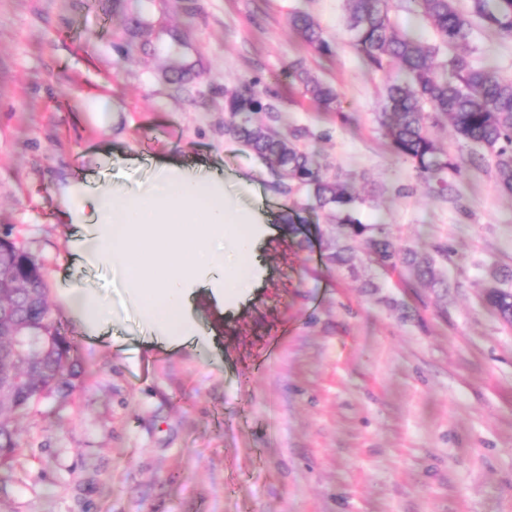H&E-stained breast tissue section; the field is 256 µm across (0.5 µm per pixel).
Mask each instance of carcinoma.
Returning a JSON list of instances; mask_svg holds the SVG:
<instances>
[{
    "mask_svg": "<svg viewBox=\"0 0 512 512\" xmlns=\"http://www.w3.org/2000/svg\"><path fill=\"white\" fill-rule=\"evenodd\" d=\"M345 4L354 51L369 70L388 76L380 125L392 152L410 162L417 178L432 192L448 198L453 186L444 175H460L465 166L464 158L443 151L435 138V130L450 122L457 136L471 147L470 161L490 159L498 186L512 194V77L505 78L495 67L472 60L479 51L472 40L474 23L512 38V0H471L467 13L458 10L455 0H407L405 9L421 15L433 29V43L398 30L391 0H345ZM289 21L300 39L318 54L329 57L335 53L308 12L296 10ZM284 74L325 110L336 113L343 122L351 121L332 87L295 65L288 66ZM224 103V134L270 167L278 177L277 192L289 197L307 189V203L294 205L282 217L290 231L300 232L307 223L304 214L321 212L348 240L326 255L328 262L354 268L357 255L349 242L362 240L371 262L385 270L403 266L418 282L448 292V278L436 267L435 256L399 246L390 239L385 225L364 224L356 217L357 208L370 201L351 191L356 175L341 168L329 177L322 175L316 155L306 145L313 133L306 127L291 126L288 135H283L279 131L282 114L257 83L224 89ZM6 259L0 309L12 312L15 323L40 328L48 336L43 348L31 354L42 370L18 391L0 399L14 412L25 414L41 397L64 395L75 387L78 371L66 367L65 360L77 346L51 318L48 306L34 307L27 302L33 291L47 297L42 267L16 244ZM492 276L495 285L485 294L486 304L512 325V270H496ZM13 340L0 335L1 371L13 368ZM18 451L15 430L0 420V468L12 467Z\"/></svg>",
    "mask_w": 512,
    "mask_h": 512,
    "instance_id": "obj_1",
    "label": "carcinoma"
}]
</instances>
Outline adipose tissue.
Returning <instances> with one entry per match:
<instances>
[{
	"instance_id": "adipose-tissue-1",
	"label": "adipose tissue",
	"mask_w": 512,
	"mask_h": 512,
	"mask_svg": "<svg viewBox=\"0 0 512 512\" xmlns=\"http://www.w3.org/2000/svg\"><path fill=\"white\" fill-rule=\"evenodd\" d=\"M61 205L63 221L78 229L72 251L121 268L131 301L168 347L201 336L193 316L199 301L238 300L258 277L268 229L256 211L225 195L220 175L168 167L156 184L137 190L80 182L66 188ZM90 214L96 223H87ZM62 295L85 332L102 330L110 316L105 297L76 286Z\"/></svg>"
}]
</instances>
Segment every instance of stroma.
<instances>
[{"label": "stroma", "instance_id": "35a3bbf8", "mask_svg": "<svg viewBox=\"0 0 512 512\" xmlns=\"http://www.w3.org/2000/svg\"><path fill=\"white\" fill-rule=\"evenodd\" d=\"M305 8L336 45L292 30ZM146 45L124 48L137 23ZM333 85L350 123L290 88L293 61ZM259 80L329 168L358 174L365 224L397 243L448 247L447 294L403 270L329 264L337 225L301 233L276 175L224 134V90ZM382 74L350 44L343 0H0V234L42 264L48 304L78 341L67 398L14 419L0 512H512V326L480 303L488 267L512 269V195L492 164L429 194L379 122ZM112 104V127L86 100ZM206 165L275 233L259 284L224 313L199 303L215 343H153L120 271L73 259L57 214L67 179L149 187L162 168ZM374 287H366V280ZM102 294L112 327L91 336L58 301ZM289 21L300 39L318 54L329 57L335 53V47L324 38L320 26L308 12L295 10Z\"/></svg>", "mask_w": 512, "mask_h": 512}]
</instances>
